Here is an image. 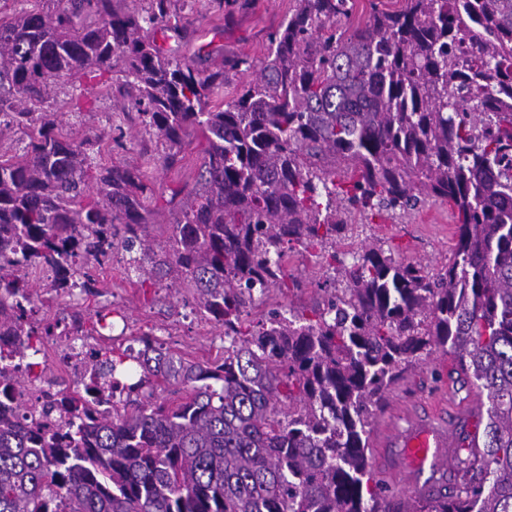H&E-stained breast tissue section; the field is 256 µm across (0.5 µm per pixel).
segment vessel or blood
Listing matches in <instances>:
<instances>
[{
  "label": "vessel or blood",
  "mask_w": 512,
  "mask_h": 512,
  "mask_svg": "<svg viewBox=\"0 0 512 512\" xmlns=\"http://www.w3.org/2000/svg\"><path fill=\"white\" fill-rule=\"evenodd\" d=\"M393 423L380 441L390 469L380 476L386 492L430 495L447 484L446 459L453 433L469 428L470 410L457 403H438L424 412L395 406Z\"/></svg>",
  "instance_id": "obj_1"
}]
</instances>
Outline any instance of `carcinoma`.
<instances>
[{"label": "carcinoma", "instance_id": "obj_1", "mask_svg": "<svg viewBox=\"0 0 512 512\" xmlns=\"http://www.w3.org/2000/svg\"><path fill=\"white\" fill-rule=\"evenodd\" d=\"M14 2L0 16V138L17 128L27 142L0 155V328L20 350L37 334L30 270L51 269L58 297L93 295L71 261L121 249L138 253L141 283L174 273L193 289L226 346L184 364L144 337L105 360L112 409L84 383L49 434L0 416V512H396L368 469L372 407L436 352L486 398V423L453 486L405 512H512V0H366L351 33L336 21L355 0H299L225 104L213 97L252 64L201 72L166 55L155 34L180 28L174 0ZM116 72L122 116L165 145L164 166L206 140L165 248L147 233L157 194L140 167L101 163L105 135L64 134L42 108L62 80ZM426 200L457 224L438 273L378 242L336 249L352 213L394 219ZM298 246L342 287L310 315L244 319L288 287ZM171 380L178 402L144 391ZM21 388L0 364V394Z\"/></svg>", "mask_w": 512, "mask_h": 512}]
</instances>
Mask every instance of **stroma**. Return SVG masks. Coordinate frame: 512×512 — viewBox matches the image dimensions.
I'll list each match as a JSON object with an SVG mask.
<instances>
[{
    "label": "stroma",
    "mask_w": 512,
    "mask_h": 512,
    "mask_svg": "<svg viewBox=\"0 0 512 512\" xmlns=\"http://www.w3.org/2000/svg\"><path fill=\"white\" fill-rule=\"evenodd\" d=\"M297 6L298 0H255L249 8L234 10L228 19L214 7L212 0H195L184 33H168L162 45L181 62L202 70L214 67L227 55L248 58L252 70L229 79L230 85L244 84L253 79L254 69L261 67L266 59L269 33ZM121 103L117 90L76 81L63 84L50 106L53 111L67 113V132L79 136L88 131H109ZM123 130L125 150L101 152L102 162L125 159L143 165L160 192L167 195L171 190H180V202H187L202 162L204 140L190 137L182 148L181 165L168 169L160 161L164 152L161 142L146 133L138 119L126 121ZM357 232L359 238L381 242L400 258L422 262L435 272L448 260L455 243L456 226L447 205L430 201L405 217L359 225ZM130 258V253L119 251L110 261L94 266L92 277L98 293L83 300L80 313L85 325H92L99 307L110 303L125 315L132 335L151 334L153 340L163 344L175 357L201 364L221 359L224 330L197 311L189 288L183 284L172 288H139ZM287 272L299 285L285 292L272 291L269 295L272 305L300 309L321 300L320 287L331 274L327 263L297 255L291 259ZM440 380L449 386L456 402L478 397L468 379L458 373L454 357L436 353L416 363L399 381L397 389L388 390L385 405L401 389L407 395L409 409L421 410L433 400V385ZM385 405L376 411L372 434H379L388 423Z\"/></svg>",
    "instance_id": "obj_1"
}]
</instances>
